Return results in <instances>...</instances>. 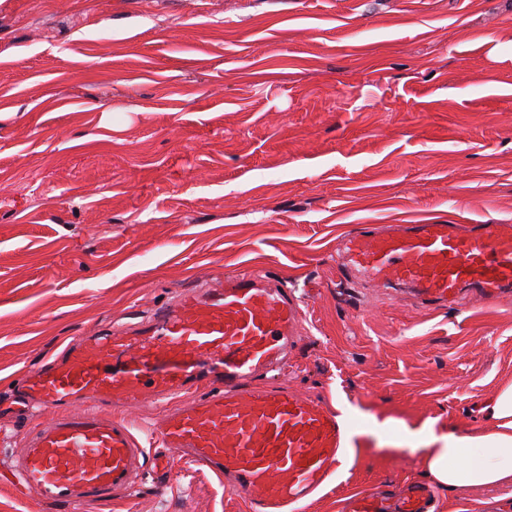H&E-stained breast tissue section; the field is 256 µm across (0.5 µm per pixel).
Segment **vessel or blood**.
Segmentation results:
<instances>
[{
	"label": "vessel or blood",
	"mask_w": 512,
	"mask_h": 512,
	"mask_svg": "<svg viewBox=\"0 0 512 512\" xmlns=\"http://www.w3.org/2000/svg\"><path fill=\"white\" fill-rule=\"evenodd\" d=\"M341 250L350 275L410 289L424 304L512 288V224L370 225ZM304 316L286 285L244 270L179 294L140 329L65 347L25 377L29 402L54 415L23 435L12 476L48 507L125 496L145 451L124 410L186 394L205 366L207 392L166 410L163 447L218 477L250 512H297L334 473L346 429L330 407L254 380L287 357ZM146 363L155 372L142 373ZM428 498L421 487L394 501L365 489L346 512H427Z\"/></svg>",
	"instance_id": "1"
}]
</instances>
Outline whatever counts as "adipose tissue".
Instances as JSON below:
<instances>
[{
  "label": "adipose tissue",
  "instance_id": "adipose-tissue-1",
  "mask_svg": "<svg viewBox=\"0 0 512 512\" xmlns=\"http://www.w3.org/2000/svg\"><path fill=\"white\" fill-rule=\"evenodd\" d=\"M488 425L479 431L435 435L424 427L428 444L425 476L437 488L488 489L512 486V380L501 382L485 405Z\"/></svg>",
  "mask_w": 512,
  "mask_h": 512
}]
</instances>
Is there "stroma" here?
Listing matches in <instances>:
<instances>
[{
  "mask_svg": "<svg viewBox=\"0 0 512 512\" xmlns=\"http://www.w3.org/2000/svg\"><path fill=\"white\" fill-rule=\"evenodd\" d=\"M512 223V0H0V468L17 379L68 344L140 327L219 274L261 269L306 326L281 381L351 406L350 447L299 512L419 481L414 431L484 428L512 377V292L439 307L348 277L364 224ZM75 512H249L171 460ZM434 512H512V488Z\"/></svg>",
  "mask_w": 512,
  "mask_h": 512,
  "instance_id": "35a3bbf8",
  "label": "stroma"
}]
</instances>
